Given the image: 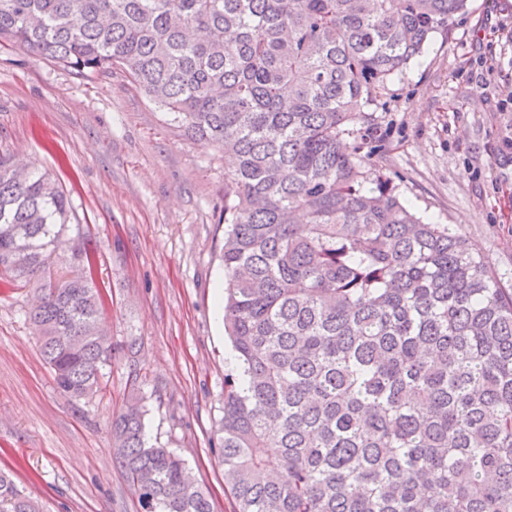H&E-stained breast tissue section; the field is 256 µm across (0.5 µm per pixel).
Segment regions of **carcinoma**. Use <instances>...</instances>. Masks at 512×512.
Returning a JSON list of instances; mask_svg holds the SVG:
<instances>
[{
    "label": "carcinoma",
    "instance_id": "obj_1",
    "mask_svg": "<svg viewBox=\"0 0 512 512\" xmlns=\"http://www.w3.org/2000/svg\"><path fill=\"white\" fill-rule=\"evenodd\" d=\"M467 0H0V46L123 71L224 152L221 459L237 512H512V289L391 178L370 113ZM290 94H284L285 89ZM64 191L0 157V276L51 273ZM75 246L28 318L65 394L112 363ZM145 406L111 432L142 512H212ZM0 512H40L0 472Z\"/></svg>",
    "mask_w": 512,
    "mask_h": 512
}]
</instances>
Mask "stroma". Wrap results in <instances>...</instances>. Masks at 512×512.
I'll return each mask as SVG.
<instances>
[{"label": "stroma", "mask_w": 512, "mask_h": 512, "mask_svg": "<svg viewBox=\"0 0 512 512\" xmlns=\"http://www.w3.org/2000/svg\"><path fill=\"white\" fill-rule=\"evenodd\" d=\"M512 0H468L448 34L395 75L375 110L367 171L403 203L449 224L512 288ZM50 174L78 222L73 246L96 255L105 329L116 353L93 396L71 398L40 354L28 312L42 280H0V470L42 512H141L110 423L134 399L149 443L186 461L213 512L224 489L219 425L236 354L224 293V156L190 138L121 71L86 78L0 49V154Z\"/></svg>", "instance_id": "stroma-1"}]
</instances>
